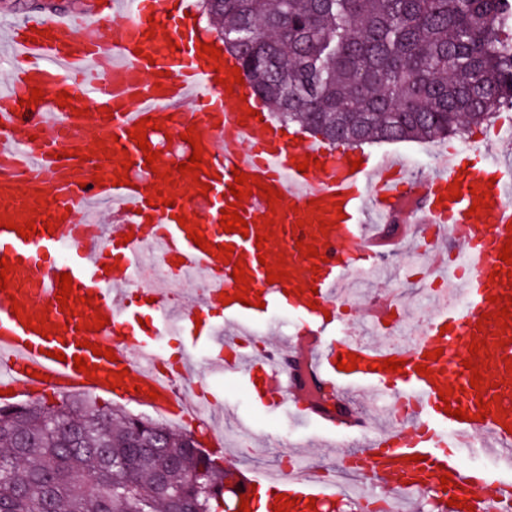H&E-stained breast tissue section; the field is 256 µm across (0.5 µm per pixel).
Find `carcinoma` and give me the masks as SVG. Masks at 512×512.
Returning <instances> with one entry per match:
<instances>
[{"label": "carcinoma", "instance_id": "1", "mask_svg": "<svg viewBox=\"0 0 512 512\" xmlns=\"http://www.w3.org/2000/svg\"><path fill=\"white\" fill-rule=\"evenodd\" d=\"M284 122L356 146L445 137L512 108V0H202ZM79 447L66 448L71 436ZM160 438L143 454L138 439ZM190 436L90 397L0 405V512H217Z\"/></svg>", "mask_w": 512, "mask_h": 512}]
</instances>
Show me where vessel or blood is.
<instances>
[{
    "mask_svg": "<svg viewBox=\"0 0 512 512\" xmlns=\"http://www.w3.org/2000/svg\"><path fill=\"white\" fill-rule=\"evenodd\" d=\"M106 6L117 20L109 30L92 13L71 10L21 20L1 38L0 63L8 64L11 78L0 86V217L14 219L16 227L32 220L37 232L24 238L16 227L0 228V258L13 264L9 286L0 290V390L31 396L85 390L144 403L203 429L207 445L223 450V435L193 414L199 403H217L196 354L168 363L154 344L169 333H186L193 318L219 309L223 326L206 325L198 342L224 350L218 369L241 375L249 391L264 389L267 407L287 401L318 421L362 427L366 421L350 403L351 393L370 388L394 398L402 416L336 461L381 490L395 512H404L422 491L438 493L439 512H460L450 504L455 495L475 512H512V479L490 484L486 474L458 466L446 453L452 440L473 445L512 471V371L505 368L512 361V327L493 318L512 296V278L499 257L512 239L506 229L512 223V154L486 148L465 164L445 151L430 175L411 180L400 156L370 159L321 140H292L270 118L254 117L258 104L250 84L229 90L219 84L221 70L235 62L199 57L202 38L187 0H106ZM36 87L42 101L24 106ZM63 91L71 97L65 107L57 102ZM147 117L159 124L147 132L159 154L153 169L129 136ZM190 127L203 149L205 173L197 180L181 175L178 157L158 141L159 134L177 137ZM86 149L91 159L82 158ZM309 156L314 165L299 172L298 162ZM126 158L140 175L137 186L113 183ZM356 158L362 161L357 170L351 165ZM237 170L279 191L278 202L268 203L257 191L235 199L229 186ZM457 179L461 196L452 200L448 186ZM204 183L210 187L205 195ZM479 191L491 197L487 209L476 212ZM160 194L173 205L156 204ZM231 208L246 220L247 234L224 232L222 212ZM416 212L433 227L425 243L434 271L449 274L435 316L408 345L368 342L348 327L331 335L342 319L351 274L376 258L375 228ZM181 214L210 244L233 246L243 257L262 307L223 302V294L238 290L235 263L193 243L177 221ZM265 218L273 222V237L260 244L256 236ZM48 221L54 233L44 231ZM302 243L316 247L317 257L301 255ZM147 248L154 256L150 269L142 264ZM280 260L290 280L268 283L267 265ZM65 272L78 299L72 315L56 300V278ZM16 302L23 314L45 315L56 332L44 337L30 331L12 312ZM266 309L305 316L287 351L270 357L251 346L252 323ZM485 313L490 320L483 325ZM98 314L107 316L105 327L83 330L84 321ZM475 340L487 341L490 353L480 368L479 391L461 358ZM95 344L112 349L115 360L93 354ZM438 348L440 359L425 361V353ZM58 351L64 360L55 359ZM347 353L358 357L355 370L337 369L338 356ZM77 355L95 366L94 375L75 370ZM391 357L404 360L402 372L379 370ZM423 363L430 375L417 373ZM113 372L124 375L115 390L106 383ZM447 388L467 419L441 410L439 393ZM481 399L491 411L480 420ZM445 472L451 475L446 485L440 480ZM254 487L293 500L290 512H309L308 498L321 507L334 495L314 469L256 475L238 492Z\"/></svg>",
    "mask_w": 512,
    "mask_h": 512,
    "instance_id": "1",
    "label": "vessel or blood"
}]
</instances>
